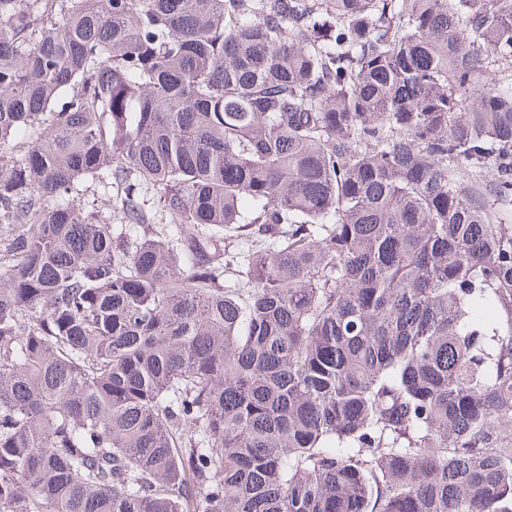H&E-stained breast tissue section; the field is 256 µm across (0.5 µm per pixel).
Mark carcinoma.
Masks as SVG:
<instances>
[{
  "instance_id": "cac0c4a2",
  "label": "carcinoma",
  "mask_w": 512,
  "mask_h": 512,
  "mask_svg": "<svg viewBox=\"0 0 512 512\" xmlns=\"http://www.w3.org/2000/svg\"><path fill=\"white\" fill-rule=\"evenodd\" d=\"M511 214L512 0H0V512H512Z\"/></svg>"
}]
</instances>
